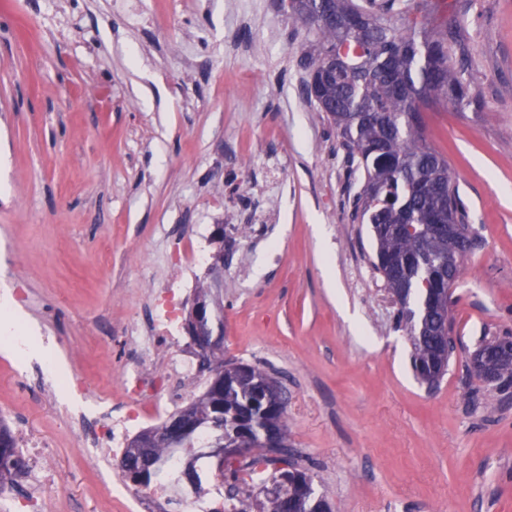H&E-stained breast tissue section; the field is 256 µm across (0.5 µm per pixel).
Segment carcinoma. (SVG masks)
<instances>
[{
  "label": "carcinoma",
  "instance_id": "obj_1",
  "mask_svg": "<svg viewBox=\"0 0 512 512\" xmlns=\"http://www.w3.org/2000/svg\"><path fill=\"white\" fill-rule=\"evenodd\" d=\"M289 16L314 37L315 57L305 81L308 99L340 131L349 175L363 174L353 200V217L371 225L376 244L371 259L385 287L410 290L408 304L421 307L435 288L457 282L462 266L448 269V229L427 219L446 214L455 232L474 241L467 208L448 160L424 137V112L442 105L456 112L481 111L483 101L452 62L460 42L453 15H437L432 0H288ZM354 14L360 26H345ZM445 317L431 308L422 340L410 339L411 367L423 384L444 359ZM494 360H512V336H492L481 344ZM248 374L225 373L224 387L206 389L190 402L197 427L175 442L153 440L155 465L145 468L139 487L169 480L193 490L202 482L198 463L204 459L228 488L231 504L224 512H289V504L305 500L314 512H328L327 500L314 487L309 470L288 450L286 397L259 400L253 383L273 380L264 365H247ZM247 452L222 461L207 448H231L241 435ZM191 465L171 471L168 459ZM27 462L9 426L0 423V489L24 473ZM260 470V481L248 484L240 473Z\"/></svg>",
  "mask_w": 512,
  "mask_h": 512
}]
</instances>
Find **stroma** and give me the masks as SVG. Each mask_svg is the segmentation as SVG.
Instances as JSON below:
<instances>
[{
    "label": "stroma",
    "instance_id": "obj_1",
    "mask_svg": "<svg viewBox=\"0 0 512 512\" xmlns=\"http://www.w3.org/2000/svg\"><path fill=\"white\" fill-rule=\"evenodd\" d=\"M461 41L481 112H432L480 240L453 296L435 390L351 219L342 139L303 95L312 36L278 0H0V293L26 332L0 349V418L48 444L46 512H127L112 458L74 449L84 407L126 404V329L175 279L173 242L215 224L224 356L274 368L288 444L332 512H512V386L468 370L512 335V0H471ZM278 168L282 183L262 171ZM71 382L46 376L30 345Z\"/></svg>",
    "mask_w": 512,
    "mask_h": 512
}]
</instances>
